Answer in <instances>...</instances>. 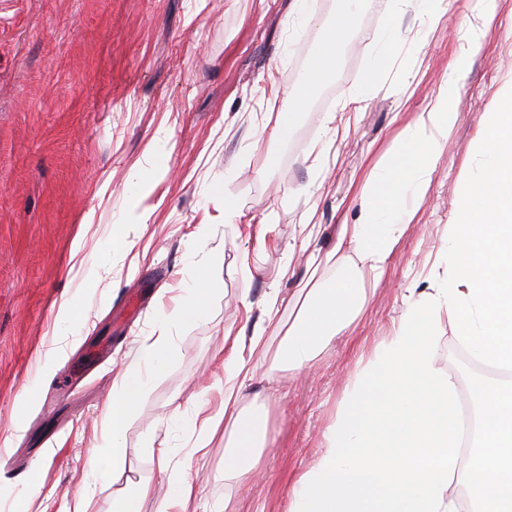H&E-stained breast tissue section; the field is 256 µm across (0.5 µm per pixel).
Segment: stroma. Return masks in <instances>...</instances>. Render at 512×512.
I'll list each match as a JSON object with an SVG mask.
<instances>
[{"label":"stroma","mask_w":512,"mask_h":512,"mask_svg":"<svg viewBox=\"0 0 512 512\" xmlns=\"http://www.w3.org/2000/svg\"><path fill=\"white\" fill-rule=\"evenodd\" d=\"M312 2L319 25L292 37L289 0H0V449L15 455L0 464V512H65L78 494L88 512L124 502L142 479L141 449L158 447L173 417L196 403L222 408L213 386L232 339L250 340L268 322V295L288 297L308 256L333 248L337 224L356 216L369 162L431 99L477 9L453 0L431 28L412 5L367 0L329 96L294 112L340 7ZM390 21L400 51L369 73L374 34ZM509 79L512 0H501L460 79L459 118L417 228L381 281L366 280L364 312L302 373L273 350L252 357L240 407L262 394L267 417L254 479L226 486L223 435L196 452L190 426L172 449L173 465L197 479V512L227 496L235 512H284L349 374L391 331L450 222L485 114ZM286 122L288 140L255 145ZM135 171L151 182L144 221L126 193ZM109 247L108 278L79 273ZM193 268L203 312L176 324ZM64 302L81 317L68 336L54 322ZM438 328V363L461 385L496 379L462 354L448 314ZM167 335L175 350L126 420L121 463L106 483L86 485L85 472L112 458L104 404L114 379Z\"/></svg>","instance_id":"35a3bbf8"}]
</instances>
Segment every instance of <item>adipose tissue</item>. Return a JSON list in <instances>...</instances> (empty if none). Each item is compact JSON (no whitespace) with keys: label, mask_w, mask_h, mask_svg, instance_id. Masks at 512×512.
Instances as JSON below:
<instances>
[{"label":"adipose tissue","mask_w":512,"mask_h":512,"mask_svg":"<svg viewBox=\"0 0 512 512\" xmlns=\"http://www.w3.org/2000/svg\"><path fill=\"white\" fill-rule=\"evenodd\" d=\"M467 23L468 50L459 52L428 105L400 128L372 164L356 197L353 223L336 228L333 261L309 264L307 275L286 304L269 306L288 329L278 344L289 367L304 369L315 352L329 346L360 315L366 302L365 276L381 280L432 185L436 166L458 120L452 103L460 95L469 50L479 45L497 15L499 0H477ZM477 144L481 164L459 187L454 212L438 254L413 283L388 336L366 364L357 365L346 387V404L325 436L316 460L291 484L286 512H512V81L496 93ZM448 312L458 340L470 355L501 372V379L471 386L479 417L467 457L457 444L458 382L437 368V318ZM171 342L146 350L113 383L110 439L113 456L123 452L124 421L169 361ZM254 371L238 349L224 360L217 388L224 411L203 420L194 449L206 448L219 427L239 447L227 456L226 481L245 483L254 467L247 449L263 432L260 409L239 410ZM146 478L138 495H148L150 475L167 477L175 496L156 512H188L193 485L171 465L167 449L141 451ZM464 478L461 494L448 480Z\"/></svg>","instance_id":"adipose-tissue-1"}]
</instances>
